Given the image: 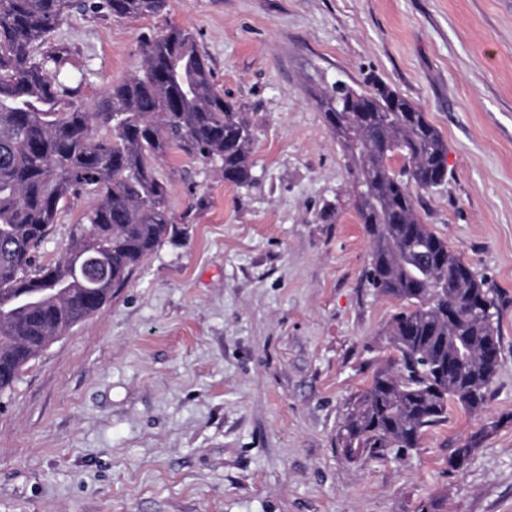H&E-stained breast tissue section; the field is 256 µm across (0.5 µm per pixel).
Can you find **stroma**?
Listing matches in <instances>:
<instances>
[{
    "label": "stroma",
    "instance_id": "obj_1",
    "mask_svg": "<svg viewBox=\"0 0 512 512\" xmlns=\"http://www.w3.org/2000/svg\"><path fill=\"white\" fill-rule=\"evenodd\" d=\"M194 33L256 133L236 186L173 151L155 165L176 230L99 312L0 397V512H512V0H168L147 19L70 12L54 37L93 109L142 63L144 32ZM381 80L448 144L424 224L499 304L486 407L402 455L351 457L350 399L391 352L400 302L365 281L357 187L315 96ZM92 203L38 249L56 262ZM486 436L459 470L448 457Z\"/></svg>",
    "mask_w": 512,
    "mask_h": 512
}]
</instances>
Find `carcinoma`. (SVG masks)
Returning a JSON list of instances; mask_svg holds the SVG:
<instances>
[{"mask_svg": "<svg viewBox=\"0 0 512 512\" xmlns=\"http://www.w3.org/2000/svg\"><path fill=\"white\" fill-rule=\"evenodd\" d=\"M167 0H104L117 18H149ZM83 0H0V395L52 336L95 314L173 231L167 184L154 163L172 150L252 181L255 132L224 98L194 35L144 33L139 73L112 83L92 111L60 79L71 47L51 38ZM334 85L316 96L359 188L356 209L371 242L366 282L405 303L383 329L396 353L357 395L339 429L347 452L384 457L417 448L448 417V403L486 406L499 367L492 291L423 224L414 190L445 180L448 146L425 113L372 83L346 106ZM93 196L66 254L34 253L73 197ZM438 302L448 310L432 307ZM485 436L455 450L463 468Z\"/></svg>", "mask_w": 512, "mask_h": 512, "instance_id": "carcinoma-1", "label": "carcinoma"}]
</instances>
